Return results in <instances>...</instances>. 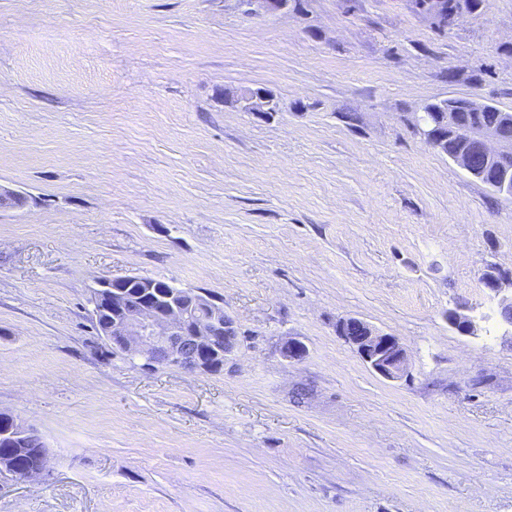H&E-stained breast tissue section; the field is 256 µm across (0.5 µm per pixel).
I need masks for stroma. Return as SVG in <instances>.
I'll return each instance as SVG.
<instances>
[{"instance_id": "1", "label": "stroma", "mask_w": 512, "mask_h": 512, "mask_svg": "<svg viewBox=\"0 0 512 512\" xmlns=\"http://www.w3.org/2000/svg\"><path fill=\"white\" fill-rule=\"evenodd\" d=\"M245 87L277 111L225 103ZM461 96L512 111V0L444 32L413 0H0V186L27 199L0 208V411L48 451L0 512H512V326L480 282L512 269V198L413 129ZM129 275L217 297L236 357L114 350L90 299ZM337 329L376 374L390 381L407 376L406 352L395 336L383 333L355 317L339 320Z\"/></svg>"}]
</instances>
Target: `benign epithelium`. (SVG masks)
<instances>
[{
	"label": "benign epithelium",
	"mask_w": 512,
	"mask_h": 512,
	"mask_svg": "<svg viewBox=\"0 0 512 512\" xmlns=\"http://www.w3.org/2000/svg\"><path fill=\"white\" fill-rule=\"evenodd\" d=\"M444 0H425L418 6L437 28H451L458 18L448 17ZM243 107L249 112L265 114L276 111L277 104L269 93L256 94L250 89L240 91ZM503 123L473 125L452 118L448 120V134L472 146V151L458 153L452 160L469 175L478 166L484 167L479 174L484 184L501 195L512 198V182L502 173L512 168V133L505 127L512 124V113L501 111ZM418 132L424 142L439 154L444 153L442 141L435 126L428 121L427 113L417 118ZM512 273L494 268V277L487 289L497 298L502 308H512ZM110 280L98 283L92 296V313L98 314L101 305H119L122 314L112 320L107 335L112 345L122 353L132 356L156 357L164 367H175L188 373H209L222 362L206 361L200 354L203 344L224 335V310L209 298L186 288L167 290L147 301L121 300L110 292ZM448 323L463 334L476 330L473 317L450 311ZM339 334L352 345L372 371L382 378L398 381L408 374L407 356L398 339L383 333L355 318H345L337 323ZM31 432L19 418L12 425L0 430V442L20 440Z\"/></svg>",
	"instance_id": "benign-epithelium-1"
}]
</instances>
